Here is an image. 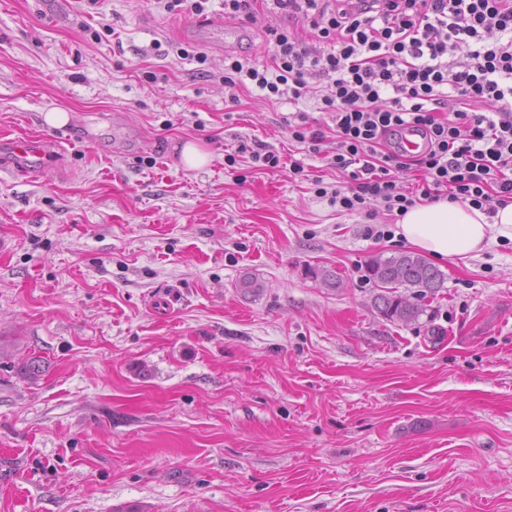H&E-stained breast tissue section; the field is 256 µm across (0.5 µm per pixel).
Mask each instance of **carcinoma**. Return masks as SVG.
Instances as JSON below:
<instances>
[{"mask_svg":"<svg viewBox=\"0 0 512 512\" xmlns=\"http://www.w3.org/2000/svg\"><path fill=\"white\" fill-rule=\"evenodd\" d=\"M368 279L377 289L374 308L386 321L408 326L426 313L420 299L436 295L444 287V274L423 256L401 252L373 256L367 263ZM24 379L37 382L44 373L42 360L31 358L20 368Z\"/></svg>","mask_w":512,"mask_h":512,"instance_id":"obj_1","label":"carcinoma"}]
</instances>
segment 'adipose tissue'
<instances>
[{"label": "adipose tissue", "mask_w": 512, "mask_h": 512, "mask_svg": "<svg viewBox=\"0 0 512 512\" xmlns=\"http://www.w3.org/2000/svg\"><path fill=\"white\" fill-rule=\"evenodd\" d=\"M394 236L438 262L474 258L499 241H512V203L492 216L447 200L419 203L398 219Z\"/></svg>", "instance_id": "1"}]
</instances>
